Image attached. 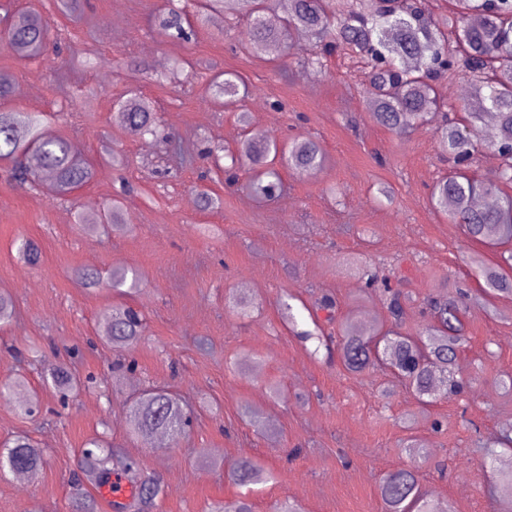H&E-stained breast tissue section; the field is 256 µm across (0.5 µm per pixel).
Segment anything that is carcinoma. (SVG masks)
Instances as JSON below:
<instances>
[{
  "instance_id": "1",
  "label": "carcinoma",
  "mask_w": 512,
  "mask_h": 512,
  "mask_svg": "<svg viewBox=\"0 0 512 512\" xmlns=\"http://www.w3.org/2000/svg\"><path fill=\"white\" fill-rule=\"evenodd\" d=\"M453 18H436L424 0H349L347 9L336 12V0H288V14L272 20L263 14L261 0H199V20L222 15L232 20L248 19V28L239 45L261 47L277 44L295 49L305 35L313 36L328 51L343 49L363 57L369 67L367 108L373 121L387 130L403 134L431 122L442 111L438 91L442 80L463 79L470 95L462 110L465 121L442 120L435 128L441 151L458 165L457 170L440 178L430 194L431 205L448 216V222L461 227L465 236L490 248L509 247L502 264H489L475 253L470 257L484 296H512V0H451ZM158 24L171 36L187 41L191 29L177 0H166ZM50 22L36 9L5 11L0 16V44L19 60L41 57L49 42ZM241 78L233 73L215 77L208 89L214 103L230 101L240 95ZM115 121L129 134L144 138L161 136L156 113L140 95L116 102ZM494 118L495 133L487 144L499 157L497 170L477 175L469 163L478 152L479 129L485 115ZM173 144L177 165L193 162L190 147L173 135H164ZM325 151L312 139L297 138L282 143L274 138L250 140L236 154L228 155L227 169L250 166L256 176L246 185L255 199H271L283 188L279 167L305 176L316 172L325 162ZM0 159L13 163L14 178L22 186L38 189L49 176L53 191L66 196L94 178V167L76 154L64 137L56 134L52 118L39 112L0 111ZM76 223L94 231L109 224L112 231L129 223L124 205L112 200L103 214L79 212ZM19 257L36 263L38 245L23 239ZM110 286L130 284L138 288L139 274L125 267L110 273ZM386 308L392 328L366 333L353 321L340 330L337 352L344 367L358 372L383 362L408 383L421 403L438 396L461 392L463 379L457 377L455 361L464 339L466 296L444 295L427 301L433 322L423 335H403L394 330L406 313L408 295L384 288ZM15 315L12 296L0 292V326ZM104 340L116 349L135 343L142 330V316L131 307L111 310ZM45 379L59 392L75 390L80 380L64 367L49 370ZM191 412L165 389L150 386L132 402V432L144 442L164 434L177 439L186 433ZM82 473L100 487L114 474L125 476L132 486L131 501L118 503L119 512H142L157 498L162 487L144 477L133 458L97 441L82 449ZM43 451L31 439L18 436L0 447V468L29 472L42 463ZM232 479L241 486L256 485L271 475L256 460L245 458L235 463ZM385 512H444L421 491L419 476L412 468H397L379 485ZM75 512H96L94 497L79 481L73 487Z\"/></svg>"
}]
</instances>
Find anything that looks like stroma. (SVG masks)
I'll use <instances>...</instances> for the list:
<instances>
[{"label": "stroma", "instance_id": "1", "mask_svg": "<svg viewBox=\"0 0 512 512\" xmlns=\"http://www.w3.org/2000/svg\"><path fill=\"white\" fill-rule=\"evenodd\" d=\"M11 8L48 14L56 36L39 60L24 63L0 49V71L15 76L10 109L54 112V124L95 167L93 181L67 197L48 188L25 191L0 161V291L15 300L13 321L0 327V384L25 377L37 404L20 412L16 397H0V443L25 435L44 452L30 483L0 474V512H69L71 480L80 450L103 436L160 478L164 491L153 512H209L237 498L230 476L240 458L259 461L273 478L251 494L254 512L285 502L301 512H383L381 479L398 467L417 470L430 499L452 512H501L512 504V449L484 460L487 446L512 427V298L493 299L491 311L471 303L457 367L470 383L464 393L420 406L409 386L385 366L351 372L335 352L304 332L336 335L349 317L384 325L379 291L366 271L389 277L415 299L400 327L422 333L429 296L480 284L468 262L500 251L469 241L429 204L434 182L449 173L431 126L397 135L366 110L365 65L341 54L310 67L309 40L294 53L242 51L223 18L195 27L178 41L154 23L165 0H85L68 18L53 0H9ZM94 51L93 68L72 74L76 53ZM184 61L178 83L169 72ZM146 65L149 77L134 72ZM237 73L247 93L210 104L205 92L222 72ZM154 103L165 132L196 141L193 165L171 163L161 141L127 134L114 104L129 89ZM247 113L240 123L238 113ZM310 138L326 150L314 175L282 171L276 199L260 202L226 185L213 152L236 151L255 137ZM127 157L116 168L100 158L103 138ZM387 186L390 198L379 195ZM220 196L205 211L201 189ZM124 203L131 230L86 232L76 212L111 199ZM40 247L37 264L17 254L21 239ZM126 266L143 276L125 296L75 281L79 268ZM244 295L243 316L228 299ZM333 296V321H312L307 310ZM290 299L288 323L280 301ZM133 306L144 315L135 345L115 350L103 339L104 311ZM64 364L83 382L68 401L45 387L44 367ZM282 389L269 399L268 383ZM167 389L192 406L191 432L144 443L131 431L128 402L147 386Z\"/></svg>", "mask_w": 512, "mask_h": 512}]
</instances>
